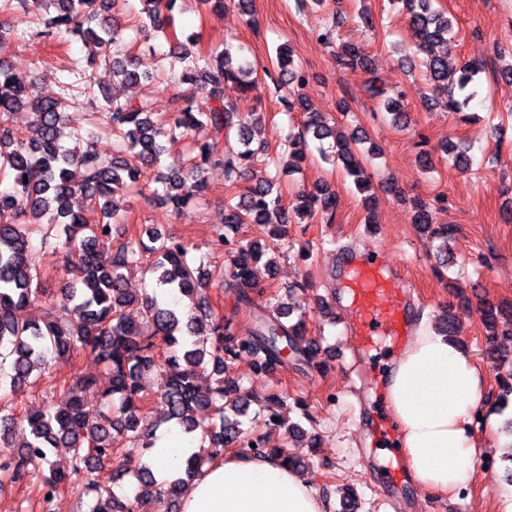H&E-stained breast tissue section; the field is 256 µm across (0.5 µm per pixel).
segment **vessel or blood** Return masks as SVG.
Masks as SVG:
<instances>
[{
  "mask_svg": "<svg viewBox=\"0 0 512 512\" xmlns=\"http://www.w3.org/2000/svg\"><path fill=\"white\" fill-rule=\"evenodd\" d=\"M345 321L362 346L373 337L402 341L410 328V310L397 280L373 255L355 261L348 278Z\"/></svg>",
  "mask_w": 512,
  "mask_h": 512,
  "instance_id": "vessel-or-blood-1",
  "label": "vessel or blood"
}]
</instances>
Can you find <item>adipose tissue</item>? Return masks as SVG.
<instances>
[{"instance_id": "1", "label": "adipose tissue", "mask_w": 512, "mask_h": 512, "mask_svg": "<svg viewBox=\"0 0 512 512\" xmlns=\"http://www.w3.org/2000/svg\"><path fill=\"white\" fill-rule=\"evenodd\" d=\"M487 373L471 355L420 323L390 362L386 400L397 444L414 480L452 494L470 479L483 445L473 418L489 404ZM196 438L174 433L152 452L157 480L179 475L198 453ZM311 483L275 457L226 454L205 465L189 485L182 512H325Z\"/></svg>"}]
</instances>
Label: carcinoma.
<instances>
[{
  "label": "carcinoma",
  "instance_id": "carcinoma-1",
  "mask_svg": "<svg viewBox=\"0 0 512 512\" xmlns=\"http://www.w3.org/2000/svg\"><path fill=\"white\" fill-rule=\"evenodd\" d=\"M47 10L39 20L44 26L40 34L48 41L80 40L88 58H100L112 69V87L102 91L99 111L92 113L86 130V147L74 153L61 145L67 128V116L61 104L42 99L32 86L11 67L0 62V179H8V188L0 190V442L22 427L31 439L8 459H0L1 479L22 483L27 477L40 476L38 495L41 512H51V504L67 485L71 476H92L87 490L77 501L78 512H103L99 503L88 498V491L105 493L112 503L110 512H147L145 505L113 491L115 483L126 476L138 481L153 479L151 469L136 457V452L149 448L142 434L138 414L144 408L145 396L140 378L146 372H159L162 380L159 397L166 406L163 422L178 425L185 434H199L207 445L204 455H192L185 462L183 475L162 485L160 501L168 502L166 512H180L186 488L201 472L204 464L224 455L227 449L238 453L276 455L291 468L300 466L285 446L272 443L268 432L245 427L249 401L239 395V384L224 377L236 361L246 359L256 372H268L286 364L283 350H291L299 364L311 367L318 354L316 343L307 338L303 315L294 316L295 307L276 303L253 314V327L247 336L237 335L231 322L215 317L203 296L212 274L204 263L196 262L188 245L148 229L151 245L130 237L112 247L115 226L126 222L128 207L121 198L134 192L138 178L137 163L159 165L166 158L158 183V198L176 214L185 211L189 202L204 185L203 173L212 163L203 143L191 145L188 158L172 154L173 147L190 139L201 128L216 135L236 131L241 148L220 160L224 178L234 182L251 169L258 151L250 124L244 122L238 108L224 99V85L232 83L241 93L254 83L253 68L233 52L226 42L211 49L208 62L200 66L189 58L188 44L173 41L175 61L183 65L182 77L211 86V101L198 105L193 101L176 104L173 112L160 117L149 100H133L117 89L135 85L142 75L131 57L109 56L108 49L122 40V29L116 15L102 17L96 10L97 0H21ZM175 0H143L141 29L165 30L171 17L165 14ZM403 3L408 26L415 39L416 52L424 55L425 80L434 93L446 94L448 112L466 119L465 110L477 96L479 75L483 65L473 61L448 62L435 47L454 34L448 13L436 6L437 0H393ZM336 61L363 67L366 57L361 46L343 43ZM276 69L279 81L294 87L289 99H282L285 111L305 114L303 130L288 135V154L295 162L308 157V139H333V158L353 178L356 190L370 191L365 157L375 156L379 148L372 144L367 151L359 145L368 142L357 131L345 136L336 131L299 93L306 83L300 60L294 58L290 46L277 48ZM405 93L382 100L383 108L396 124L406 122L403 100ZM25 110L32 114L30 134L19 137L4 128L12 112ZM107 132L116 140L112 156L101 154L94 139ZM276 177L264 171L248 186L235 203L224 204V234L221 242L234 243L232 266L225 272V287L233 289L239 299L250 302V294L262 287L260 272L270 264L263 261L268 251L277 249V241L292 223L291 213L321 212L331 219L336 213L333 192L318 186L298 193L299 205L288 209L282 195L274 192ZM435 209L426 203L416 204L414 224L429 239L448 241L457 228L439 224ZM245 224H255L267 231L268 239L234 242L229 233H237ZM41 234L45 248L62 251L86 271L79 287L62 291L56 300L58 313L43 325L21 322L16 311L45 294L40 274L32 263V234ZM154 255L150 266L157 285L171 295L200 296L198 313L181 316L176 306L146 296L141 299L145 321L128 319L126 307L136 299L127 293L125 271ZM485 320H492L487 341L496 347L512 343V313L493 306L480 308ZM166 356H161L159 346ZM89 352L110 372V387L105 391L104 406H115L114 419L99 409L90 408L82 393L95 384L89 377H78L70 384L64 406L45 405L43 410L19 414L8 399L10 392L21 386H35L43 380L57 361L77 352ZM498 393L495 404L505 410L512 403V361L497 373ZM120 436L130 445L123 466L112 468L113 442ZM64 448L71 459V472L54 467L50 453Z\"/></svg>",
  "mask_w": 512,
  "mask_h": 512
}]
</instances>
